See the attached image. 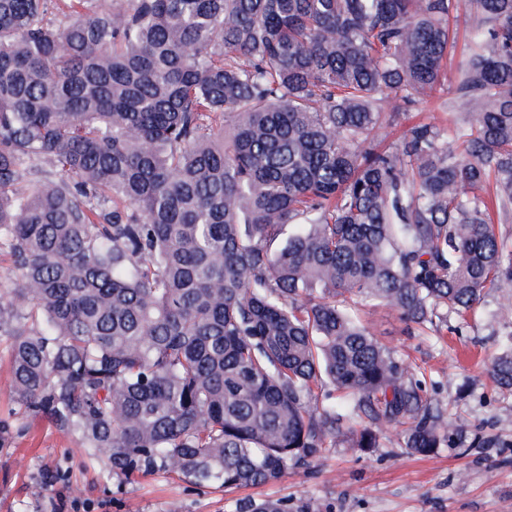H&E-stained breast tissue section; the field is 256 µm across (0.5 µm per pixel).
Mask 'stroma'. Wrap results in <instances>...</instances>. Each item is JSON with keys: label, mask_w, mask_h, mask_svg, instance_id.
I'll list each match as a JSON object with an SVG mask.
<instances>
[{"label": "stroma", "mask_w": 512, "mask_h": 512, "mask_svg": "<svg viewBox=\"0 0 512 512\" xmlns=\"http://www.w3.org/2000/svg\"><path fill=\"white\" fill-rule=\"evenodd\" d=\"M451 26L456 39L441 86L414 105L393 96L398 115L379 129L380 145L419 122L453 129L448 101L473 31L463 11ZM510 300L512 287L485 289L467 322L450 319L437 336L408 328L388 307H361L377 340L420 368L424 397L465 421V432L447 446L411 455L388 438L380 448L361 452L343 436L321 458L288 469L277 482L229 491L200 489L158 472L125 482L103 479V458L89 457L77 437L44 420L23 419L7 344L0 341V421L25 422L0 447V512H234L237 502L264 498L293 507L310 502L319 512H512V394L502 392L485 370L486 361L508 347L512 327L499 307Z\"/></svg>", "instance_id": "1"}]
</instances>
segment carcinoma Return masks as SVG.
I'll list each match as a JSON object with an SVG mask.
<instances>
[{
	"label": "carcinoma",
	"instance_id": "1",
	"mask_svg": "<svg viewBox=\"0 0 512 512\" xmlns=\"http://www.w3.org/2000/svg\"><path fill=\"white\" fill-rule=\"evenodd\" d=\"M0 0V292L25 410L198 487L278 481L344 425L460 433L358 313L465 319L512 286V0ZM476 38L447 130L374 146ZM512 393V351L489 368ZM236 512H288L241 502Z\"/></svg>",
	"mask_w": 512,
	"mask_h": 512
}]
</instances>
